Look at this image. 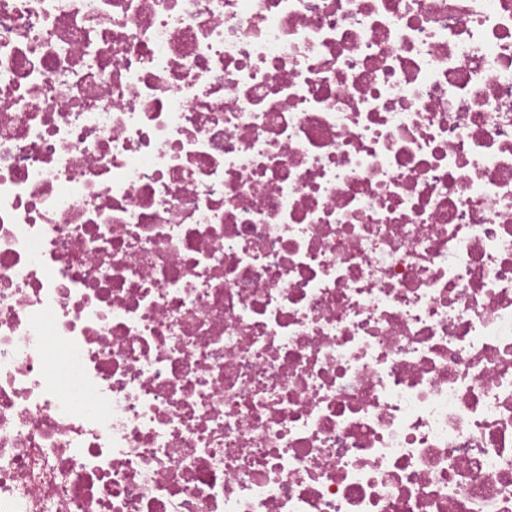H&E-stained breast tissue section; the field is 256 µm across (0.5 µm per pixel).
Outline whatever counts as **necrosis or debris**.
<instances>
[{"label": "necrosis or debris", "instance_id": "4bbe7bcc", "mask_svg": "<svg viewBox=\"0 0 512 512\" xmlns=\"http://www.w3.org/2000/svg\"><path fill=\"white\" fill-rule=\"evenodd\" d=\"M0 512H512V0H0Z\"/></svg>", "mask_w": 512, "mask_h": 512}]
</instances>
